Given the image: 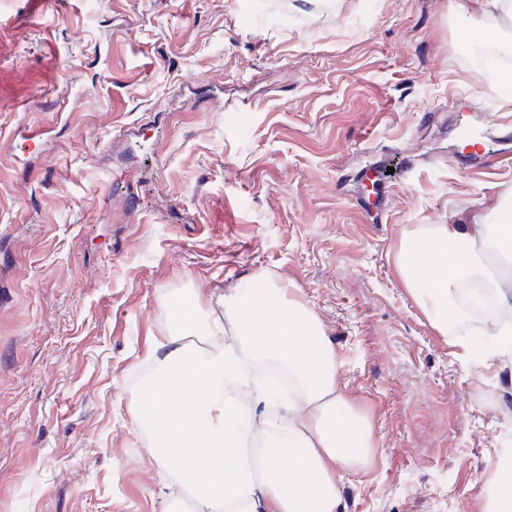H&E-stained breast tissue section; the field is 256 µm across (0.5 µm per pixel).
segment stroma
<instances>
[{"label":"stroma","instance_id":"35a3bbf8","mask_svg":"<svg viewBox=\"0 0 512 512\" xmlns=\"http://www.w3.org/2000/svg\"><path fill=\"white\" fill-rule=\"evenodd\" d=\"M448 0H0V512H174L129 402L162 303L297 288L364 412L340 512H487L512 372L462 357L403 230L512 189V101ZM487 108L469 111L470 98Z\"/></svg>","mask_w":512,"mask_h":512}]
</instances>
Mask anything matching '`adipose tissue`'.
I'll return each mask as SVG.
<instances>
[{
	"label": "adipose tissue",
	"mask_w": 512,
	"mask_h": 512,
	"mask_svg": "<svg viewBox=\"0 0 512 512\" xmlns=\"http://www.w3.org/2000/svg\"><path fill=\"white\" fill-rule=\"evenodd\" d=\"M459 39H502L512 0H448ZM495 223L469 221L405 232L394 256L406 288L432 326L461 320L465 277L491 280L498 314L484 323L491 346L465 343L476 361L512 358V275L483 264L489 251L512 259V203L497 199ZM149 356L153 375L130 401L132 420L169 484L194 512H339L337 484L372 460L368 418L337 384L339 362L314 311L265 276L253 287L202 299L188 290L165 304ZM279 368L288 393L241 369L242 358Z\"/></svg>",
	"instance_id": "1"
}]
</instances>
